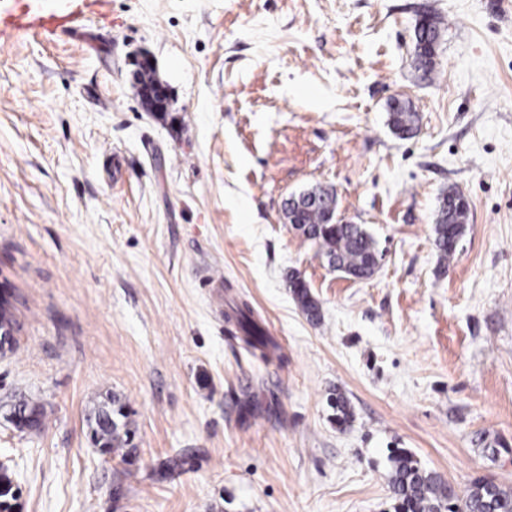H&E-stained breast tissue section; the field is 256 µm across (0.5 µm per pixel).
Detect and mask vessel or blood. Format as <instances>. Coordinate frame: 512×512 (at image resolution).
Segmentation results:
<instances>
[{
	"label": "vessel or blood",
	"instance_id": "vessel-or-blood-1",
	"mask_svg": "<svg viewBox=\"0 0 512 512\" xmlns=\"http://www.w3.org/2000/svg\"><path fill=\"white\" fill-rule=\"evenodd\" d=\"M80 14L31 7L29 0H15L0 12V37L22 38L32 34L54 36L75 30Z\"/></svg>",
	"mask_w": 512,
	"mask_h": 512
}]
</instances>
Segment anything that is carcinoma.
Instances as JSON below:
<instances>
[{
	"instance_id": "carcinoma-1",
	"label": "carcinoma",
	"mask_w": 512,
	"mask_h": 512,
	"mask_svg": "<svg viewBox=\"0 0 512 512\" xmlns=\"http://www.w3.org/2000/svg\"><path fill=\"white\" fill-rule=\"evenodd\" d=\"M441 36V21L424 16L416 26L415 53L418 68L428 76L435 69L436 46ZM389 124L398 134H414L419 126V115L410 102L396 99L390 105ZM464 195L450 190L439 206L434 225V244L440 257L448 261L456 253L469 212V205L461 204ZM336 203L330 190L318 187L309 201L297 205L286 203L295 214L293 228L316 245L328 264L347 276L363 280L375 271L377 248L372 235L360 224H326L325 211ZM290 287L302 311L311 321L320 320V309L308 288L296 277ZM238 323L246 333L244 342L255 349L265 350L269 340L262 329L250 319V308L238 310ZM124 406L111 402V407L94 416L92 437L104 452L122 441L120 431L126 427ZM390 477L395 512H512V490L498 484L477 479L463 496L447 486L434 472L426 469L413 455L399 450L392 458Z\"/></svg>"
}]
</instances>
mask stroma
<instances>
[{
    "label": "stroma",
    "mask_w": 512,
    "mask_h": 512,
    "mask_svg": "<svg viewBox=\"0 0 512 512\" xmlns=\"http://www.w3.org/2000/svg\"><path fill=\"white\" fill-rule=\"evenodd\" d=\"M144 52L168 111L141 104ZM318 184L375 238L371 277L287 223ZM451 188L470 218L444 262ZM0 290L15 512H394L396 449L456 493L512 488V0H112L0 39ZM244 304L273 349L244 343ZM111 396L131 438L104 454L87 417ZM19 398L39 428L5 419ZM441 21L434 16H424L416 26L415 53L418 68L425 76L434 72L436 46L441 36ZM389 124L401 136H411L419 126V115L410 102L396 99L390 105ZM462 199L466 204L460 203ZM469 212V203L460 192L449 190L439 206L438 218L434 225V244L444 261L450 260L456 253ZM290 287L292 288L294 298L298 301L307 318L310 321H319L320 309L318 304L311 297L308 288L302 286L298 278L294 276L290 279Z\"/></svg>",
    "instance_id": "35a3bbf8"
}]
</instances>
